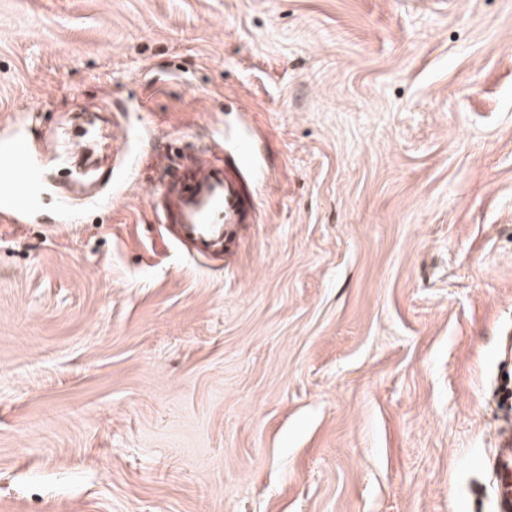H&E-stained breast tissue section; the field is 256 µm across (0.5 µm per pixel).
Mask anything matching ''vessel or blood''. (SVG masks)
Listing matches in <instances>:
<instances>
[{
  "label": "vessel or blood",
  "mask_w": 512,
  "mask_h": 512,
  "mask_svg": "<svg viewBox=\"0 0 512 512\" xmlns=\"http://www.w3.org/2000/svg\"><path fill=\"white\" fill-rule=\"evenodd\" d=\"M43 166L22 132L0 141V222L22 223L38 204ZM162 223L172 225L180 242L201 254L220 251L236 225L247 223L249 210L243 186L235 176L212 163H192L150 195ZM494 466L502 479L496 512H512V426L497 432Z\"/></svg>",
  "instance_id": "1"
}]
</instances>
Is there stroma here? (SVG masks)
I'll return each mask as SVG.
<instances>
[{"label": "stroma", "instance_id": "35a3bbf8", "mask_svg": "<svg viewBox=\"0 0 512 512\" xmlns=\"http://www.w3.org/2000/svg\"><path fill=\"white\" fill-rule=\"evenodd\" d=\"M13 121L48 187L0 223V512H494L512 0H0ZM243 135L252 221L190 253L156 171Z\"/></svg>", "mask_w": 512, "mask_h": 512}]
</instances>
